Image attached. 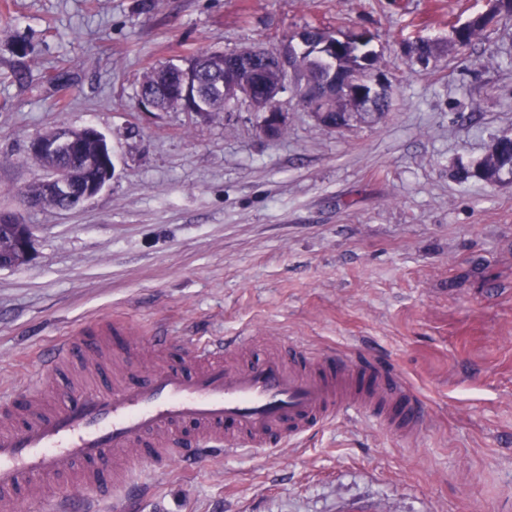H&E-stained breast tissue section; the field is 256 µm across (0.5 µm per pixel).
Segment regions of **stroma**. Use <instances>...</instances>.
I'll list each match as a JSON object with an SVG mask.
<instances>
[{"mask_svg":"<svg viewBox=\"0 0 512 512\" xmlns=\"http://www.w3.org/2000/svg\"><path fill=\"white\" fill-rule=\"evenodd\" d=\"M490 0H0V211L35 256L0 270V395L42 374L57 339L135 330L127 370L179 365L186 337L287 340L406 379L425 419L388 431L349 411L270 450L142 466L130 512H500L512 501V176L460 180L512 132V23L429 65ZM316 26L363 30L387 77L382 119L330 132L295 88L276 139L242 102L145 112L139 81L201 52L277 46ZM94 126L114 176L71 210L28 208L31 137ZM171 348L157 353L151 331Z\"/></svg>","mask_w":512,"mask_h":512,"instance_id":"stroma-1","label":"stroma"}]
</instances>
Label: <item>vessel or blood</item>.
Instances as JSON below:
<instances>
[{
  "mask_svg": "<svg viewBox=\"0 0 512 512\" xmlns=\"http://www.w3.org/2000/svg\"><path fill=\"white\" fill-rule=\"evenodd\" d=\"M127 322H101L57 342L44 359L46 373L64 362L119 346ZM192 371L164 364L143 376L112 381L108 373L87 381L64 405L30 393L0 400V493L64 477L88 468L85 493L62 498L59 512H72L86 492L105 498L116 488L113 460L140 449V463L166 458L160 442L180 430L193 436L196 463L220 447L266 448L323 425L353 404L386 428L411 435L423 421L422 407L396 373L371 361L340 356L311 358L295 345L283 354L243 367L224 361L223 340L183 342Z\"/></svg>",
  "mask_w": 512,
  "mask_h": 512,
  "instance_id": "obj_1",
  "label": "vessel or blood"
}]
</instances>
